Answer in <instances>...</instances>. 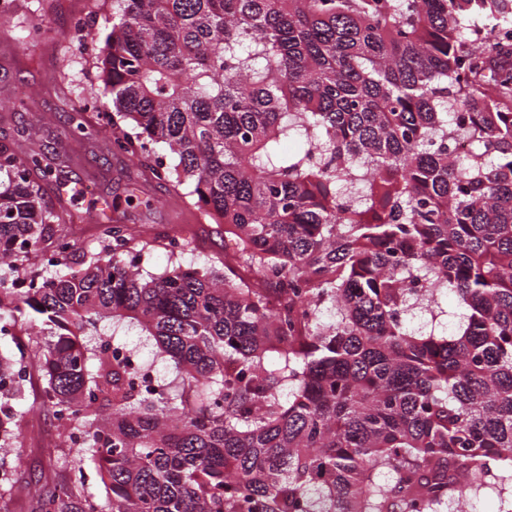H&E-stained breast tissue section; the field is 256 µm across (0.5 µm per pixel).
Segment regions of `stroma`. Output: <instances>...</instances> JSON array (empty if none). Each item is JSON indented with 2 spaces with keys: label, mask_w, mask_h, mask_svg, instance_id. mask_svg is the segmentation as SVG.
I'll use <instances>...</instances> for the list:
<instances>
[{
  "label": "stroma",
  "mask_w": 512,
  "mask_h": 512,
  "mask_svg": "<svg viewBox=\"0 0 512 512\" xmlns=\"http://www.w3.org/2000/svg\"><path fill=\"white\" fill-rule=\"evenodd\" d=\"M94 0H55L50 15H43L39 0H17L7 21H0V141L26 132L25 147L44 152L55 161L53 175L43 181L45 200L64 214L76 215L66 233L84 247L92 246L95 225L79 222L80 214L97 203L109 201L111 220L129 224L147 237L187 231L193 250L189 262L222 260L234 240L223 225L205 220L201 211L182 205L170 187L154 179L148 169L136 166L129 157L112 154L102 136L94 135L80 145L67 147L63 131L80 100L103 97L93 62L103 47L110 28L96 26L94 39L71 40L75 19L94 20ZM47 23L54 33L50 40L19 42L22 30ZM25 100V110L16 111L12 102ZM137 192L141 205L125 202ZM25 458L16 477L30 490L50 489L54 474L62 473V461L50 448L60 431L52 414L31 410L25 418Z\"/></svg>",
  "instance_id": "stroma-1"
}]
</instances>
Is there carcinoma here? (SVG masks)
Listing matches in <instances>:
<instances>
[{"label": "carcinoma", "instance_id": "obj_1", "mask_svg": "<svg viewBox=\"0 0 512 512\" xmlns=\"http://www.w3.org/2000/svg\"><path fill=\"white\" fill-rule=\"evenodd\" d=\"M501 30L512 0H112V112L96 130L74 108L67 143L104 135L236 249L219 275L165 236L145 278L152 241L90 214L78 246L43 155L0 142V335L51 336L0 354V448L25 452L22 366L66 447L83 437L28 512H458L463 485L512 512ZM132 329L177 386L140 384ZM22 493L0 463V512Z\"/></svg>", "mask_w": 512, "mask_h": 512}]
</instances>
